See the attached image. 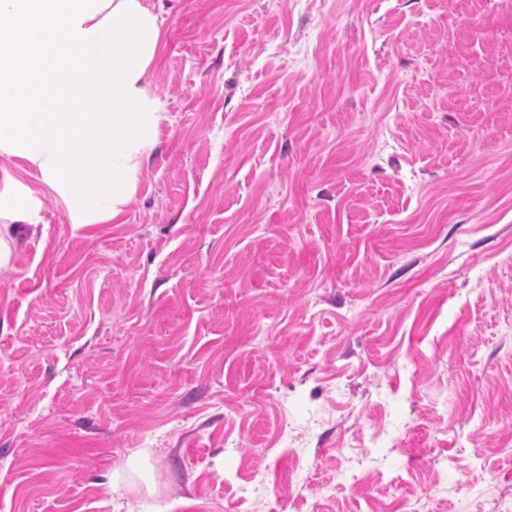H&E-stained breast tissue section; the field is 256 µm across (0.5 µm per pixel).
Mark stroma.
<instances>
[{"label":"stroma","instance_id":"stroma-1","mask_svg":"<svg viewBox=\"0 0 512 512\" xmlns=\"http://www.w3.org/2000/svg\"><path fill=\"white\" fill-rule=\"evenodd\" d=\"M117 220L0 153V512H512V0H143Z\"/></svg>","mask_w":512,"mask_h":512}]
</instances>
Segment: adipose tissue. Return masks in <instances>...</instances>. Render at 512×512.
<instances>
[{
  "instance_id": "obj_1",
  "label": "adipose tissue",
  "mask_w": 512,
  "mask_h": 512,
  "mask_svg": "<svg viewBox=\"0 0 512 512\" xmlns=\"http://www.w3.org/2000/svg\"><path fill=\"white\" fill-rule=\"evenodd\" d=\"M0 16V152L36 167L74 223L116 218L156 138L157 15L142 0H0ZM27 89L43 99L23 104Z\"/></svg>"
}]
</instances>
